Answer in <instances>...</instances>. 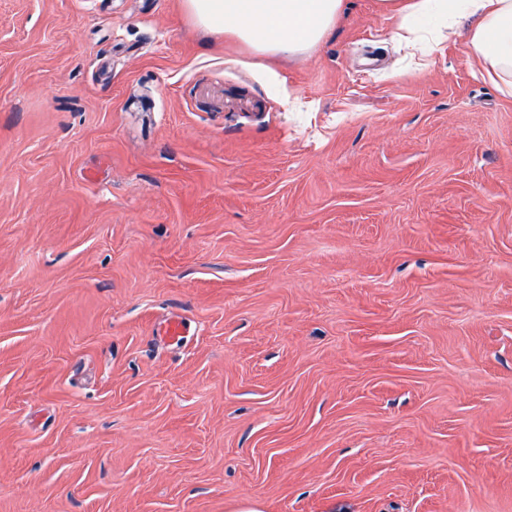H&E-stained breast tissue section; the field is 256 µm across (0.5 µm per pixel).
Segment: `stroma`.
<instances>
[{
  "label": "stroma",
  "mask_w": 512,
  "mask_h": 512,
  "mask_svg": "<svg viewBox=\"0 0 512 512\" xmlns=\"http://www.w3.org/2000/svg\"><path fill=\"white\" fill-rule=\"evenodd\" d=\"M475 23L413 58L346 0L261 61L182 0H0V512H512Z\"/></svg>",
  "instance_id": "obj_1"
}]
</instances>
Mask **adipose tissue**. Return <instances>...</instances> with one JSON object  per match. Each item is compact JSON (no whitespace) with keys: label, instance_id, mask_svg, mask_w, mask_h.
Returning <instances> with one entry per match:
<instances>
[{"label":"adipose tissue","instance_id":"1","mask_svg":"<svg viewBox=\"0 0 512 512\" xmlns=\"http://www.w3.org/2000/svg\"><path fill=\"white\" fill-rule=\"evenodd\" d=\"M381 13L397 20L396 36L416 47L421 25L454 27L476 17L468 42L492 81L512 79V0H377ZM188 19L259 57L301 55L332 32L345 0H183Z\"/></svg>","mask_w":512,"mask_h":512}]
</instances>
